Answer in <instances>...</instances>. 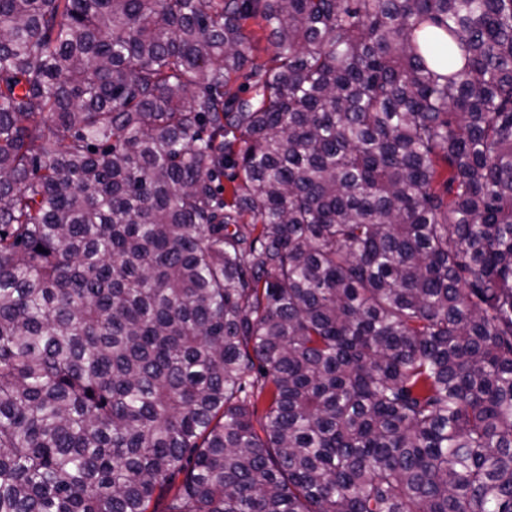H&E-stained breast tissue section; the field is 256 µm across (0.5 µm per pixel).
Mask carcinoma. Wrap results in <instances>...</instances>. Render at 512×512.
I'll use <instances>...</instances> for the list:
<instances>
[{
  "instance_id": "obj_1",
  "label": "carcinoma",
  "mask_w": 512,
  "mask_h": 512,
  "mask_svg": "<svg viewBox=\"0 0 512 512\" xmlns=\"http://www.w3.org/2000/svg\"><path fill=\"white\" fill-rule=\"evenodd\" d=\"M162 501L512 512V0H0V512Z\"/></svg>"
}]
</instances>
